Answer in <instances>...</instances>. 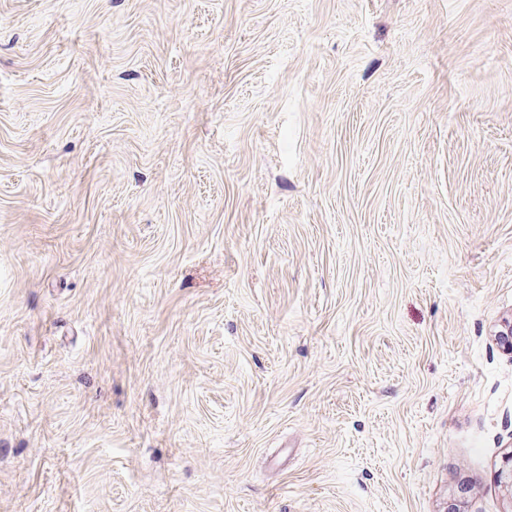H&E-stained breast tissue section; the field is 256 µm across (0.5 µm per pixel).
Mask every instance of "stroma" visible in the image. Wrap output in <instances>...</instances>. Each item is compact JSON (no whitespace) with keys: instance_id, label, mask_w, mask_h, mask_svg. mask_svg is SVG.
<instances>
[{"instance_id":"stroma-1","label":"stroma","mask_w":512,"mask_h":512,"mask_svg":"<svg viewBox=\"0 0 512 512\" xmlns=\"http://www.w3.org/2000/svg\"><path fill=\"white\" fill-rule=\"evenodd\" d=\"M512 0H0V512H501Z\"/></svg>"}]
</instances>
